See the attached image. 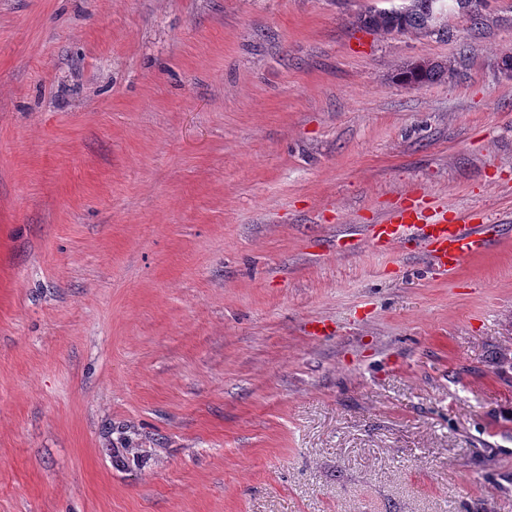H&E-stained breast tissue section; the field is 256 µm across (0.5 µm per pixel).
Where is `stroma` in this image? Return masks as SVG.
<instances>
[{"mask_svg":"<svg viewBox=\"0 0 512 512\" xmlns=\"http://www.w3.org/2000/svg\"><path fill=\"white\" fill-rule=\"evenodd\" d=\"M408 3L0 0V512H512V0ZM436 2L439 0H412L402 12H397L396 9L371 8L359 15L357 24L360 29L368 31L404 33L414 30L424 35L435 34L440 32V28L436 29L432 21ZM441 73H443L441 66L423 60L401 69L398 73V79L406 85L418 87L438 78ZM419 202L402 207L385 223L369 224L365 235L371 248L384 253L399 243H412L428 256L436 274L456 272L467 258L487 251L490 244V224L448 222V207H434L430 223H421Z\"/></svg>","mask_w":512,"mask_h":512,"instance_id":"stroma-1","label":"stroma"}]
</instances>
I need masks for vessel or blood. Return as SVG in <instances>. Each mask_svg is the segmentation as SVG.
Instances as JSON below:
<instances>
[{"instance_id":"obj_1","label":"vessel or blood","mask_w":512,"mask_h":512,"mask_svg":"<svg viewBox=\"0 0 512 512\" xmlns=\"http://www.w3.org/2000/svg\"><path fill=\"white\" fill-rule=\"evenodd\" d=\"M491 227L448 220L447 207L434 208L431 222H423L419 202L402 207L385 223L370 224L365 235L372 249L384 253L400 243L422 249L435 273L456 272L467 258L487 251Z\"/></svg>"}]
</instances>
